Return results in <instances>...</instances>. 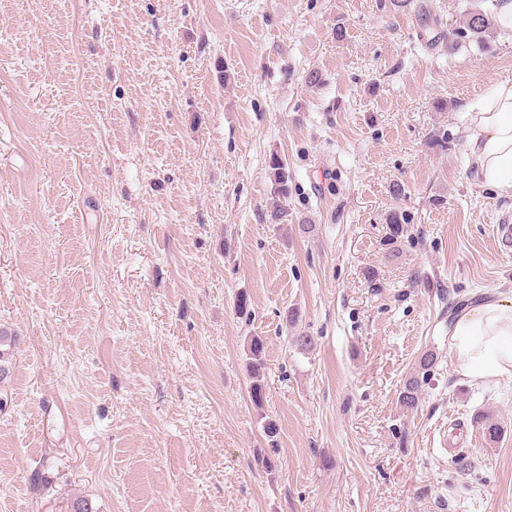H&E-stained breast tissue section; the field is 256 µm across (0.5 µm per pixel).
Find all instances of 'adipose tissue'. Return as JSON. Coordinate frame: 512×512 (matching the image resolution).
I'll use <instances>...</instances> for the list:
<instances>
[{"label":"adipose tissue","mask_w":512,"mask_h":512,"mask_svg":"<svg viewBox=\"0 0 512 512\" xmlns=\"http://www.w3.org/2000/svg\"><path fill=\"white\" fill-rule=\"evenodd\" d=\"M466 110L473 181L512 198V82L498 83ZM450 346L460 377L512 379V296L495 294L465 306L453 324Z\"/></svg>","instance_id":"adipose-tissue-1"}]
</instances>
